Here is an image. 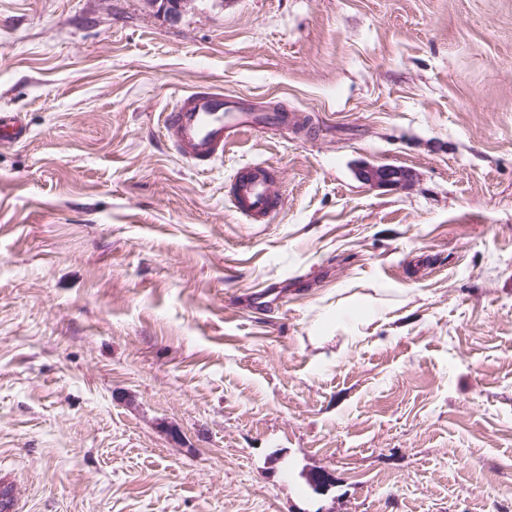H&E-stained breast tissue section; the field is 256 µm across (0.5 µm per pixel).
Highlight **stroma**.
Returning a JSON list of instances; mask_svg holds the SVG:
<instances>
[{
  "label": "stroma",
  "mask_w": 512,
  "mask_h": 512,
  "mask_svg": "<svg viewBox=\"0 0 512 512\" xmlns=\"http://www.w3.org/2000/svg\"><path fill=\"white\" fill-rule=\"evenodd\" d=\"M0 112L13 512H512V0H0ZM224 113L221 91H195L181 97L164 115L168 140L183 159L210 162L224 154V141L240 129H273L288 124L282 112ZM29 132L22 112H0V141L21 142L28 138ZM230 193L235 211L252 224L264 222L281 204L274 176L258 164H246L238 169ZM360 177L374 186H399L407 181V172L393 166L365 167L360 171Z\"/></svg>",
  "instance_id": "stroma-1"
}]
</instances>
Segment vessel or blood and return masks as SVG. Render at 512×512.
Returning <instances> with one entry per match:
<instances>
[{"label":"vessel or blood","mask_w":512,"mask_h":512,"mask_svg":"<svg viewBox=\"0 0 512 512\" xmlns=\"http://www.w3.org/2000/svg\"><path fill=\"white\" fill-rule=\"evenodd\" d=\"M288 122L280 112L225 111L221 91H195L181 97L164 115L168 139L183 159L204 163L224 153L225 140L241 129H273ZM29 126L23 113L0 112V141L21 142ZM235 211L250 223H261L281 204L277 182L265 167L243 165L231 181Z\"/></svg>","instance_id":"obj_1"}]
</instances>
